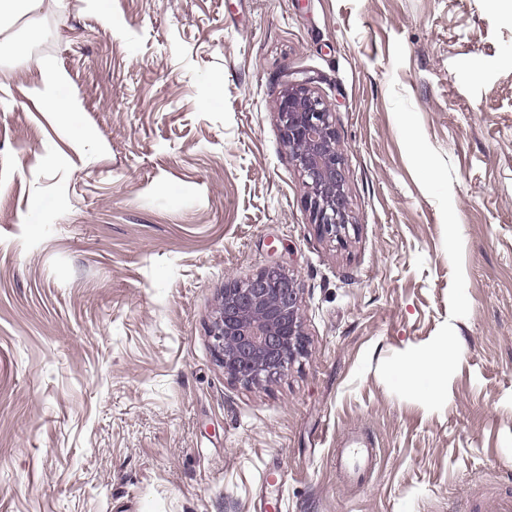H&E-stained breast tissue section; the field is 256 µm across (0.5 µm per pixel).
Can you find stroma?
Segmentation results:
<instances>
[{
    "instance_id": "35a3bbf8",
    "label": "stroma",
    "mask_w": 512,
    "mask_h": 512,
    "mask_svg": "<svg viewBox=\"0 0 512 512\" xmlns=\"http://www.w3.org/2000/svg\"><path fill=\"white\" fill-rule=\"evenodd\" d=\"M0 49V512L487 510L512 492V18L488 0H65ZM332 107L351 226L322 238L277 118ZM297 279L304 351L225 376L232 279ZM430 384L403 371L441 351ZM377 458L342 483L336 450ZM60 2L61 0H1L0 45L8 46L14 58L26 61L40 71L41 84L34 88V98L49 112L66 116L78 108L74 99L60 93L67 84L66 74L47 67L41 58L33 54L32 42L37 36L36 28L30 27L26 38L17 37L13 31L14 25L21 18L34 12H42Z\"/></svg>"
}]
</instances>
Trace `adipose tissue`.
Listing matches in <instances>:
<instances>
[{
    "label": "adipose tissue",
    "instance_id": "adipose-tissue-1",
    "mask_svg": "<svg viewBox=\"0 0 512 512\" xmlns=\"http://www.w3.org/2000/svg\"><path fill=\"white\" fill-rule=\"evenodd\" d=\"M60 0H0V45L8 46L12 56L26 61L41 73V83L34 88V98L48 111L68 115L76 111L77 104L71 97L62 95L67 83L64 72L49 68L32 52L31 38L17 37L14 25L21 18L59 4Z\"/></svg>",
    "mask_w": 512,
    "mask_h": 512
}]
</instances>
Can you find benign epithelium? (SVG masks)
Listing matches in <instances>:
<instances>
[{
	"label": "benign epithelium",
	"instance_id": "benign-epithelium-1",
	"mask_svg": "<svg viewBox=\"0 0 512 512\" xmlns=\"http://www.w3.org/2000/svg\"><path fill=\"white\" fill-rule=\"evenodd\" d=\"M293 76L278 117L285 146L308 188L305 206L321 237L341 242L350 212L342 150L331 108ZM301 296L296 279L272 264L245 280H232L216 308L212 338L224 375L245 384L284 375L302 350Z\"/></svg>",
	"mask_w": 512,
	"mask_h": 512
}]
</instances>
